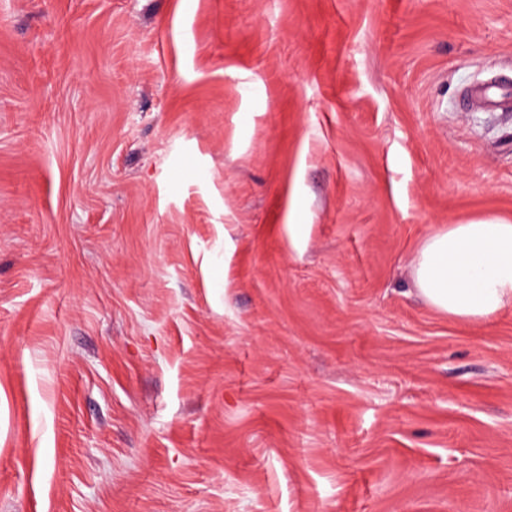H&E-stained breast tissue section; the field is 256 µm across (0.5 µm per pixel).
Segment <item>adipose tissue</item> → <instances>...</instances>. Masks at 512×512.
I'll return each instance as SVG.
<instances>
[{
  "mask_svg": "<svg viewBox=\"0 0 512 512\" xmlns=\"http://www.w3.org/2000/svg\"><path fill=\"white\" fill-rule=\"evenodd\" d=\"M418 293L448 317L483 323L512 306V224H452L425 238L410 262Z\"/></svg>",
  "mask_w": 512,
  "mask_h": 512,
  "instance_id": "ef3b65f1",
  "label": "adipose tissue"
}]
</instances>
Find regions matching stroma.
Returning <instances> with one entry per match:
<instances>
[{"instance_id":"obj_1","label":"stroma","mask_w":512,"mask_h":512,"mask_svg":"<svg viewBox=\"0 0 512 512\" xmlns=\"http://www.w3.org/2000/svg\"><path fill=\"white\" fill-rule=\"evenodd\" d=\"M512 0H0V512H512ZM302 225L299 240L288 227ZM410 266L416 290L434 310L489 321L512 306V224H451L425 238Z\"/></svg>"}]
</instances>
